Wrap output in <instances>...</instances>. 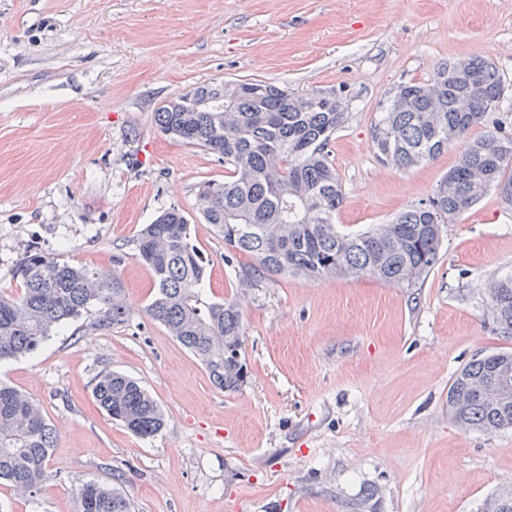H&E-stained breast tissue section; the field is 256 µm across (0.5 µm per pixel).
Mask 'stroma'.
Returning <instances> with one entry per match:
<instances>
[{"label": "stroma", "instance_id": "35a3bbf8", "mask_svg": "<svg viewBox=\"0 0 512 512\" xmlns=\"http://www.w3.org/2000/svg\"><path fill=\"white\" fill-rule=\"evenodd\" d=\"M491 61L512 103V0H0V290L29 247L122 282L128 323H67L0 365L56 428L34 496L0 485V512H75L89 481L119 485L134 512H480L512 484V430H467L448 388L492 333L482 290L512 273V209L496 192L448 226L423 285L277 275L241 294L197 190L224 164L160 132L155 110L208 82L261 80L335 96L339 229L364 231L431 197L461 143L398 170L371 130L405 82L449 60ZM176 207L208 261L209 298L243 295L249 378L216 389L145 314L154 292L133 240ZM137 380L166 425L142 439L95 403L97 375Z\"/></svg>", "mask_w": 512, "mask_h": 512}]
</instances>
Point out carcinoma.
<instances>
[{
	"label": "carcinoma",
	"instance_id": "carcinoma-1",
	"mask_svg": "<svg viewBox=\"0 0 512 512\" xmlns=\"http://www.w3.org/2000/svg\"><path fill=\"white\" fill-rule=\"evenodd\" d=\"M504 85L495 66L473 57L438 66L428 83L400 85L382 106L372 141L398 170L429 162L464 142L457 164L434 195L358 234L340 232L336 212L344 196L329 146L344 121L332 96H296L272 83H207L154 112L159 130L204 148L224 162L222 183L198 188L201 214L224 238L226 264L236 253L256 264L235 271L243 289L264 276L291 274L308 281L373 277L414 286L441 258L447 224L494 189L512 207V135L498 127L465 138L499 108ZM136 256L152 272L157 292L146 315L199 361L211 383L236 392L248 378L239 299L214 301L203 282L206 261L187 216L173 207L144 225ZM17 288L0 291V363L40 349L65 323L93 316L102 331L129 321L118 276L91 270L28 248L16 264ZM487 317L497 336L512 339V274L484 289ZM93 397L106 414L140 438L155 436L164 415L135 379L114 371L98 376ZM448 410L468 429L512 428V351L465 365L448 389ZM55 429L33 399L0 383V481L31 496L49 480ZM75 512H132L119 487L90 481L78 488ZM482 512H512V486L494 490Z\"/></svg>",
	"mask_w": 512,
	"mask_h": 512
}]
</instances>
